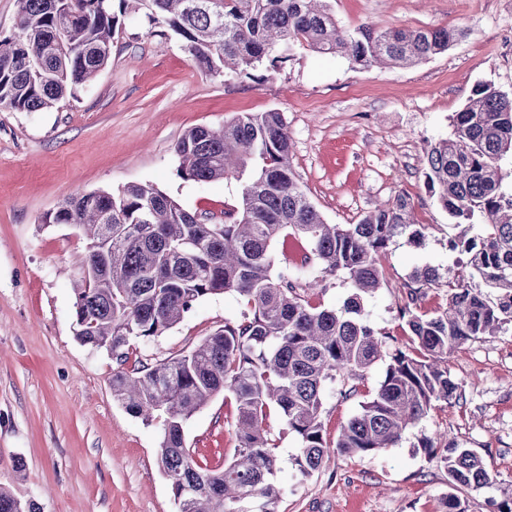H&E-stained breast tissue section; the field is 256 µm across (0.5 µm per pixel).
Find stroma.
Instances as JSON below:
<instances>
[{
    "mask_svg": "<svg viewBox=\"0 0 512 512\" xmlns=\"http://www.w3.org/2000/svg\"><path fill=\"white\" fill-rule=\"evenodd\" d=\"M348 33L382 28L459 31L448 51L401 68L365 67L342 54L293 48L276 74L198 69L176 36L142 14L120 19L112 58L77 99L51 112L0 109V485L42 512H177L158 457L160 427L112 398L111 354L75 335L73 275L86 241L44 223L67 196L150 183L186 208L214 215L237 187L197 184L177 174L174 145L196 125L218 126L242 112H283L292 167L331 224H355L400 194L414 209L422 245L401 238L384 260L383 288L364 300L363 318L398 343L399 307L415 267L456 272L457 234L425 183V155L448 136L475 88L512 95V0H329ZM231 292L201 300L182 323L133 354L155 363L190 350L239 317ZM376 365L357 394L327 389L329 438L378 386ZM459 400L437 403L399 447L367 456H331L297 482L283 468L277 512H442L448 475L419 442L446 434L475 450L492 487L466 491L467 512H497L512 501V323L471 340L448 358ZM232 398L217 397L185 425L198 462L221 466L235 454Z\"/></svg>",
    "mask_w": 512,
    "mask_h": 512,
    "instance_id": "stroma-1",
    "label": "stroma"
}]
</instances>
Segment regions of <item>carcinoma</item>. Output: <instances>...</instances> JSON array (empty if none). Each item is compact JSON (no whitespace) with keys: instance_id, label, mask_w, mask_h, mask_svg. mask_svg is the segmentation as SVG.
Here are the masks:
<instances>
[{"instance_id":"carcinoma-1","label":"carcinoma","mask_w":512,"mask_h":512,"mask_svg":"<svg viewBox=\"0 0 512 512\" xmlns=\"http://www.w3.org/2000/svg\"><path fill=\"white\" fill-rule=\"evenodd\" d=\"M20 24L0 39V108L50 112L104 69L112 57L119 16L143 11L184 43L192 60L215 74L245 72L305 43L343 53L366 66H405L448 50L455 33L362 27L338 29L328 0H17ZM512 151V96L479 85L456 113L452 131L426 155L427 184L454 226L452 249L465 256L449 278L417 269L404 284L399 315L408 328L403 348L386 353L389 331L362 319L363 299L384 283L381 258L411 230L412 203L399 195L356 224H329L310 202L292 169L284 113L245 112L220 127L194 126L174 145L178 175L207 184L239 185L224 221L199 224L197 213L152 185L118 193L68 196L45 224H79L83 260L94 276L74 280L76 337L112 353V397L133 416L160 422L159 465L178 512H277L280 438L268 426L276 409L299 446L296 478L312 476L330 454L354 457L399 447L405 432L427 420L437 402L460 398L448 356L512 322V192L501 161ZM485 233L469 235L475 225ZM112 229V240L106 231ZM305 241L300 259L279 258L281 237ZM341 273L351 294L338 310L320 309L309 293L322 277ZM448 287L447 307L418 311L431 288ZM234 292L244 304L236 321L178 357L157 364L130 360L134 339L158 337L208 297ZM389 357L375 392L342 426L336 440L322 422L328 385L337 398L356 392ZM232 395L236 458L224 467L201 465L184 438V423L221 393ZM444 512H466L459 492L494 479L472 449L449 445ZM0 512H41L0 486Z\"/></svg>"}]
</instances>
